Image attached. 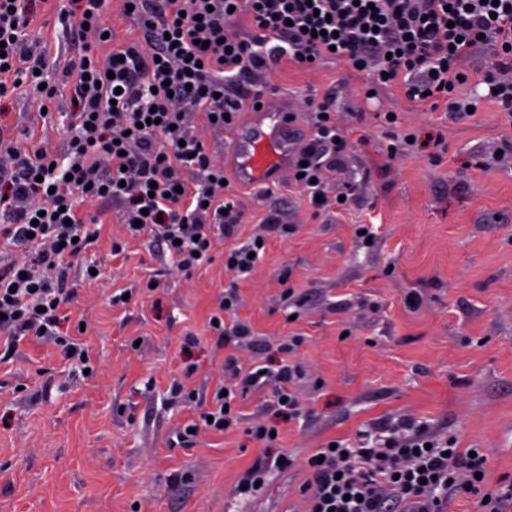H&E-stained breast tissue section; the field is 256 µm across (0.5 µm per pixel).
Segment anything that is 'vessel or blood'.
Returning a JSON list of instances; mask_svg holds the SVG:
<instances>
[{"label": "vessel or blood", "instance_id": "b4317fda", "mask_svg": "<svg viewBox=\"0 0 512 512\" xmlns=\"http://www.w3.org/2000/svg\"><path fill=\"white\" fill-rule=\"evenodd\" d=\"M288 107L262 99L260 107H247L236 126L232 160L246 184L268 185L278 181L290 167L299 144L297 124Z\"/></svg>", "mask_w": 512, "mask_h": 512}]
</instances>
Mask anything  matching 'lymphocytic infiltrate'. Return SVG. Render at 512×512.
Segmentation results:
<instances>
[{
    "label": "lymphocytic infiltrate",
    "instance_id": "obj_1",
    "mask_svg": "<svg viewBox=\"0 0 512 512\" xmlns=\"http://www.w3.org/2000/svg\"><path fill=\"white\" fill-rule=\"evenodd\" d=\"M141 39L107 50L109 0H61L55 18L77 44L62 71L50 66L45 43L28 30L37 4L0 0V100L22 96L36 108L56 103L68 86L72 133L65 149L25 135L0 133V331L5 355L25 337L61 345L81 365L82 347L59 336L61 311L75 295L72 271L94 285L88 251L100 237V215L85 204L115 203L131 237L165 245L177 270L210 263L241 214L226 197L224 166L187 122L199 111L214 128L232 126L248 102L265 94L272 65L309 66L331 58L378 83H401L410 100L463 112L457 96L467 80L460 60L480 44L493 56L480 78L487 97L512 112V0H127ZM331 96L316 105L312 134L291 165L297 186L319 210L331 208L325 170L347 148ZM225 372L239 385L213 394L199 428L224 432L237 424V389L262 386L260 372ZM485 449L468 453L418 436L401 443L343 449L328 442L310 456L304 488L309 512H450L477 491Z\"/></svg>",
    "mask_w": 512,
    "mask_h": 512
}]
</instances>
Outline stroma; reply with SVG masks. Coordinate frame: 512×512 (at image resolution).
Here are the masks:
<instances>
[{"label":"stroma","instance_id":"stroma-1","mask_svg":"<svg viewBox=\"0 0 512 512\" xmlns=\"http://www.w3.org/2000/svg\"><path fill=\"white\" fill-rule=\"evenodd\" d=\"M30 33L56 67L68 63L73 49L53 12ZM267 81L274 98L295 104L305 137L310 98L335 96L348 146L327 174V194L347 196L346 210L315 212L288 173L271 196L243 186L228 163L230 132L208 130L242 213L210 264L188 278L169 271L161 244L129 239L118 206L106 205L91 259L107 285L78 287L60 329L82 343L94 374L29 337L0 364V512H308L311 454L332 440L354 448L389 437L403 421L457 448L487 449L480 493L456 500L453 512H486L482 495L512 482V120L471 81L456 90L481 96L471 116L410 101L400 84L372 83L336 60L312 69L285 62ZM5 106L1 132L67 142L66 99L47 122L20 98ZM408 132L415 142L389 152L391 137ZM270 214L286 232L271 231ZM360 224L372 239L356 234ZM256 237L267 242L264 255L234 278L225 249ZM116 241L126 245L117 257ZM157 272L159 288L146 291ZM117 288L131 290L128 305H110ZM228 294L234 309L220 344L208 319ZM239 325L251 336L235 337ZM230 357L246 370L294 366L289 388L301 416H276L269 385L244 393L237 426L199 430L182 445L197 407L169 399L171 382L210 399ZM262 423L277 425L275 443L251 438ZM276 456L287 468L237 496L254 462Z\"/></svg>","mask_w":512,"mask_h":512}]
</instances>
